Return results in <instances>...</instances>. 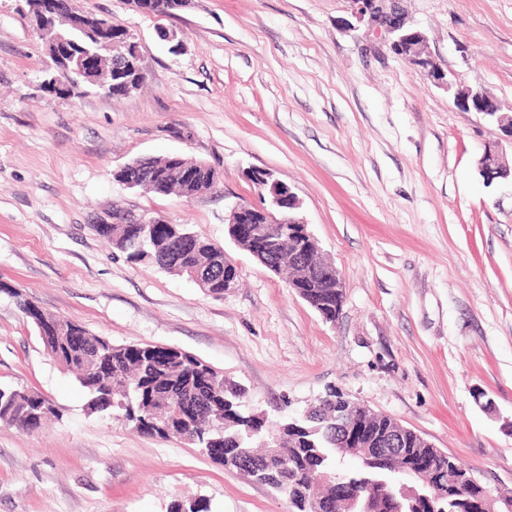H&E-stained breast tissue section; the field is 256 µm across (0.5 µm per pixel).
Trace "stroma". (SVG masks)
<instances>
[{"label": "stroma", "mask_w": 512, "mask_h": 512, "mask_svg": "<svg viewBox=\"0 0 512 512\" xmlns=\"http://www.w3.org/2000/svg\"><path fill=\"white\" fill-rule=\"evenodd\" d=\"M126 28L143 83L125 96L53 95L26 0H0V384L57 412L42 428L0 423V512H292L286 496L179 438L90 414L45 351L27 300L120 344L189 353L244 389L268 431L330 393L390 416L512 488V179L478 161L512 138L458 105L355 18L350 0H187L172 15L128 0H74ZM407 22L461 86L512 114V0H402ZM176 30L179 51L159 39ZM180 153L220 175L208 195H157L114 180L141 157ZM267 170L339 272L328 322L234 243L233 205ZM121 206L189 224L222 245L236 287L130 263L91 226Z\"/></svg>", "instance_id": "stroma-1"}]
</instances>
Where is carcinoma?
<instances>
[{"label": "carcinoma", "instance_id": "cac0c4a2", "mask_svg": "<svg viewBox=\"0 0 512 512\" xmlns=\"http://www.w3.org/2000/svg\"><path fill=\"white\" fill-rule=\"evenodd\" d=\"M92 230L126 254L131 263H146L160 269L186 274L196 267L209 275L212 288L224 287V248L197 234L192 244L171 242L177 234H191L187 224H93ZM275 247L278 269H286L291 277L307 278L308 290L324 296L317 310H331L336 300L325 288L324 272H306L288 261L294 251L288 236V225ZM51 349V355L64 360L68 367L79 373L78 382L87 396L86 408L92 412L117 410L126 421L142 433L160 438L173 435L189 441L199 448H222L224 455L235 460L254 454L267 455L255 443L263 432L260 417L241 410L243 392L227 387L212 367L179 350H167L154 345H114L100 336L84 332V343L72 347L42 339ZM99 343L112 356V364L96 369L92 354L84 344ZM177 405L182 418L173 423L171 432L150 419L145 411L149 405L162 407ZM55 409L43 396L28 389L0 386V423L15 425L28 431L39 429ZM333 430L323 419L299 421L288 432L289 440L281 456L271 460L264 468L288 482V500L292 512H304L300 502L317 497L322 512H346L336 498V487L327 485L316 495L312 484L318 473L335 476V481L355 483L364 478L388 481L393 477L384 463L373 457L359 459L353 471L341 470L343 458L330 441ZM355 512H428L414 497L396 495L388 498L375 494L367 503L353 507Z\"/></svg>", "mask_w": 512, "mask_h": 512}]
</instances>
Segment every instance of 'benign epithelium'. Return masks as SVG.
<instances>
[{"label":"benign epithelium","mask_w":512,"mask_h":512,"mask_svg":"<svg viewBox=\"0 0 512 512\" xmlns=\"http://www.w3.org/2000/svg\"><path fill=\"white\" fill-rule=\"evenodd\" d=\"M187 0H129L136 10L158 17L169 16L173 10L182 7ZM354 13L360 20L368 21L392 36L394 51L412 61L437 84L455 90L457 102L476 112H482L495 120L506 136L512 138V115L501 112L497 100L485 91L456 89L448 74L436 59L424 51L425 36L418 30L406 27L399 0H352ZM30 14L40 39L44 42L49 62L45 70L43 85L51 86L54 92L71 94L83 86H93L104 92L117 90L125 95L141 85L143 73L139 46L127 32L110 38L105 36L112 23L97 18L91 24L83 21L84 15L61 0H27ZM79 30L90 40L91 47L77 51L72 48L67 33ZM177 175L184 178L192 189V196L198 197L214 191L218 183V172L210 178L200 177L194 170L209 167V164L186 157L173 155ZM478 169L486 181L512 177L494 148L486 149L479 159ZM261 192L258 204L242 201L237 203L228 216V231L231 239L254 242L270 249L268 225L290 224L291 233L300 240L292 253L293 261L306 269L325 268L327 283L336 285V295L343 294L342 279L333 266H323L322 253L317 239L307 230V224L297 213L299 202L287 185L274 178L269 171H256L251 175ZM102 224H158L160 220L145 214H137L122 207L112 209V215L100 220ZM349 414L336 424L337 444L353 451L375 454L383 462H391L395 445L403 439V428L399 423L390 426L383 438L360 434L353 429L354 421L365 419L368 408L361 403L348 401ZM441 451L437 448L422 453L423 463L415 472L418 482L429 490L448 484L461 491L463 485L478 483L471 474L457 479L453 474L437 470ZM483 512H512V491L506 489L485 495Z\"/></svg>","instance_id":"7a95c632"}]
</instances>
